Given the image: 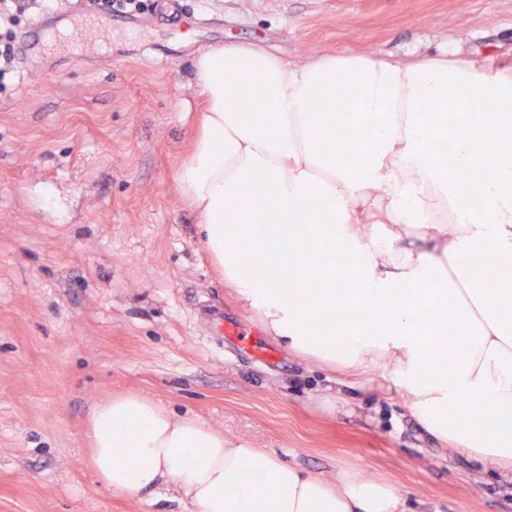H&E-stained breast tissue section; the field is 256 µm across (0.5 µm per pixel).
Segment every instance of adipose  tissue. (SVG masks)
Listing matches in <instances>:
<instances>
[{"label":"adipose tissue","mask_w":512,"mask_h":512,"mask_svg":"<svg viewBox=\"0 0 512 512\" xmlns=\"http://www.w3.org/2000/svg\"><path fill=\"white\" fill-rule=\"evenodd\" d=\"M195 68L207 107L177 180L225 284L298 353L394 363L398 393L431 433L512 466V324L498 315L512 302V65L354 53L291 65L228 45ZM318 98L325 111H314ZM478 100L490 116L464 126L458 112ZM343 147L358 150L356 167L337 165ZM452 162L466 179L449 177ZM241 239L253 247L246 276ZM340 251L357 259L355 327L314 334L309 320L335 314L344 282L311 283ZM488 256L509 273L483 287L474 271ZM438 321L464 349L455 364L422 331ZM484 405L494 417L480 428L471 418ZM88 437L107 489L170 485L196 512H404L382 482L347 474L329 484L134 395L98 405Z\"/></svg>","instance_id":"obj_1"}]
</instances>
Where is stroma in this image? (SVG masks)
<instances>
[{"instance_id": "obj_1", "label": "stroma", "mask_w": 512, "mask_h": 512, "mask_svg": "<svg viewBox=\"0 0 512 512\" xmlns=\"http://www.w3.org/2000/svg\"><path fill=\"white\" fill-rule=\"evenodd\" d=\"M211 25L149 32L109 0L0 89V512H196L174 490L107 491L96 405L136 395L329 480L392 487L406 512H512V480L445 445L393 387L288 350L227 288L180 194L204 98L195 63L228 44L289 64L322 52L512 63V0H184Z\"/></svg>"}]
</instances>
